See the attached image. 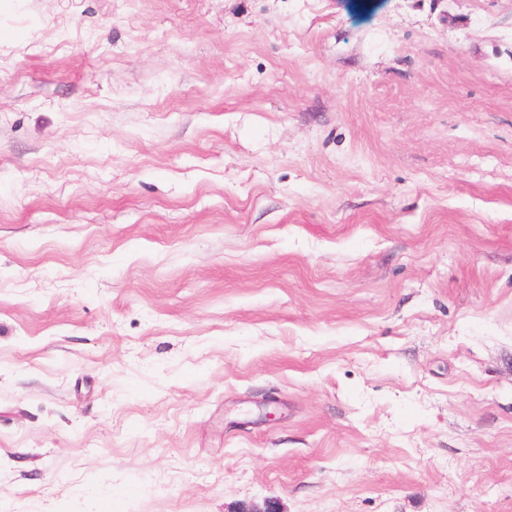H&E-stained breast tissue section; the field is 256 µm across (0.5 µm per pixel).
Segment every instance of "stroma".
I'll list each match as a JSON object with an SVG mask.
<instances>
[{
    "mask_svg": "<svg viewBox=\"0 0 512 512\" xmlns=\"http://www.w3.org/2000/svg\"><path fill=\"white\" fill-rule=\"evenodd\" d=\"M512 512V0H0V512Z\"/></svg>",
    "mask_w": 512,
    "mask_h": 512,
    "instance_id": "35a3bbf8",
    "label": "stroma"
}]
</instances>
